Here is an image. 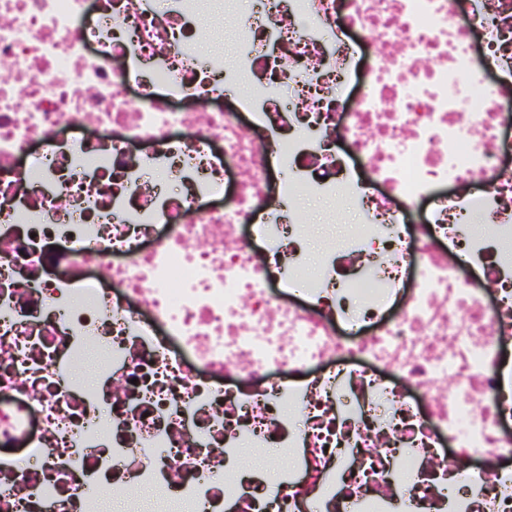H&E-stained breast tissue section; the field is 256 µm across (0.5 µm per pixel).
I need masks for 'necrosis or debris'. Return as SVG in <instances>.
I'll return each instance as SVG.
<instances>
[{"mask_svg": "<svg viewBox=\"0 0 512 512\" xmlns=\"http://www.w3.org/2000/svg\"><path fill=\"white\" fill-rule=\"evenodd\" d=\"M200 2L0 0V512H512V0ZM208 5L207 13L211 16L206 17L201 26V41L205 49L209 48L213 41L219 39L224 47V55L231 57L234 51V32L236 21L239 14L248 8L249 0H233L234 3L227 4L224 8V2ZM339 204L338 197L336 199H319L303 195L297 200V208L303 224L308 225V251L311 261L317 259L329 240L339 243L347 232L348 226L354 221L352 210L347 209L346 224H328L331 213ZM248 456L252 463L267 468L272 474L275 473L278 468L289 463L288 455L281 449H268L263 453L250 452Z\"/></svg>", "mask_w": 512, "mask_h": 512, "instance_id": "1", "label": "necrosis or debris"}]
</instances>
